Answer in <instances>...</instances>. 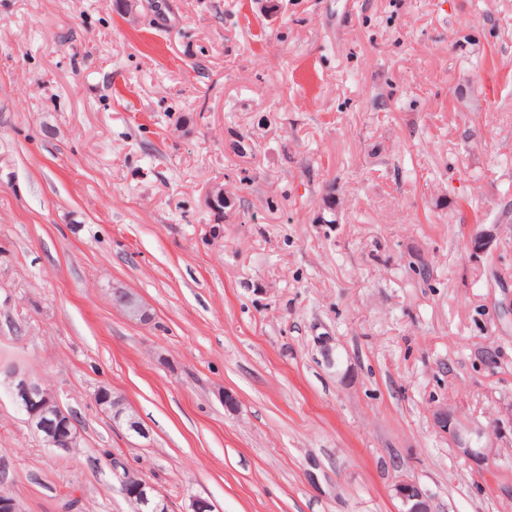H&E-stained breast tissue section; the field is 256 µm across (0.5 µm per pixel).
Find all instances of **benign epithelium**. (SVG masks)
Instances as JSON below:
<instances>
[{"mask_svg":"<svg viewBox=\"0 0 512 512\" xmlns=\"http://www.w3.org/2000/svg\"><path fill=\"white\" fill-rule=\"evenodd\" d=\"M231 203L224 194V185L213 183L205 192V201L214 206L217 201ZM112 304L121 308L130 318L147 322L150 314L138 297L126 288L111 289ZM7 383L11 400L24 417L26 425L43 437L56 454L68 456L80 445L81 434L72 411L65 408L55 391L45 387L40 377L28 370L11 368L0 370ZM96 406L112 419V426L124 429L143 442L151 439L150 430L128 406L125 399L112 390L100 387L93 394ZM434 423L440 431L451 434L460 444L459 453L473 461L486 458V449L474 448L472 443L461 437L455 418L447 408H440L434 415ZM121 488L124 496L133 506V512H168V504L160 492L134 472L122 475ZM395 497L401 502V512H432L428 495L410 480L401 479L393 487ZM0 512H24L19 499L6 490H0Z\"/></svg>","mask_w":512,"mask_h":512,"instance_id":"benign-epithelium-1","label":"benign epithelium"}]
</instances>
